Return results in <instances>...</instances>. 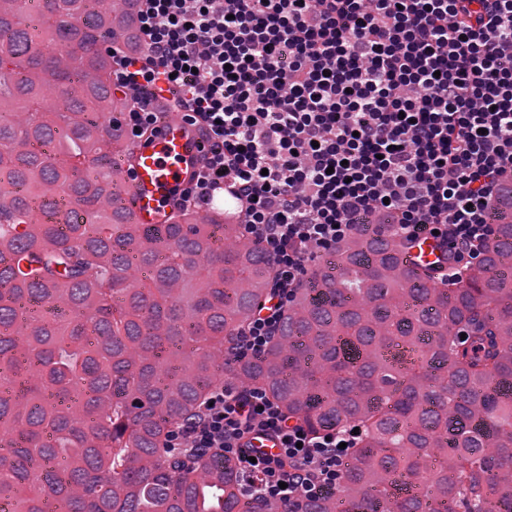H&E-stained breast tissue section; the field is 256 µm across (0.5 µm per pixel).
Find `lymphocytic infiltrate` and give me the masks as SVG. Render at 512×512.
Returning <instances> with one entry per match:
<instances>
[{
  "instance_id": "f902f5d3",
  "label": "lymphocytic infiltrate",
  "mask_w": 512,
  "mask_h": 512,
  "mask_svg": "<svg viewBox=\"0 0 512 512\" xmlns=\"http://www.w3.org/2000/svg\"><path fill=\"white\" fill-rule=\"evenodd\" d=\"M112 41L114 126L156 131L167 96L201 142L179 204L223 206L267 257L270 292L230 349L256 357L311 265L370 235L438 237L457 284L512 185V0H134ZM274 442L256 453L252 441ZM172 448L231 458L245 496L299 512L335 492L353 430L312 434L235 378L175 424Z\"/></svg>"
}]
</instances>
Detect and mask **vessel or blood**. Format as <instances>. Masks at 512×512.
I'll return each mask as SVG.
<instances>
[{"label": "vessel or blood", "mask_w": 512, "mask_h": 512, "mask_svg": "<svg viewBox=\"0 0 512 512\" xmlns=\"http://www.w3.org/2000/svg\"><path fill=\"white\" fill-rule=\"evenodd\" d=\"M132 165L125 171L122 193L138 223L156 224L174 206L199 167L197 135L179 118L167 117L157 132L144 135L133 148ZM445 248L433 238L415 243L406 259L410 267L435 265Z\"/></svg>", "instance_id": "1"}]
</instances>
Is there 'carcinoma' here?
<instances>
[{"instance_id": "carcinoma-1", "label": "carcinoma", "mask_w": 512, "mask_h": 512, "mask_svg": "<svg viewBox=\"0 0 512 512\" xmlns=\"http://www.w3.org/2000/svg\"><path fill=\"white\" fill-rule=\"evenodd\" d=\"M131 0H0V503L11 512H283L232 460L166 448L230 374L318 432L361 431L344 512H512V197L454 288L394 236L317 263L260 358L228 348L270 266L217 211L136 223L127 99L98 46ZM466 339H461V334ZM334 497L302 512H336Z\"/></svg>"}]
</instances>
